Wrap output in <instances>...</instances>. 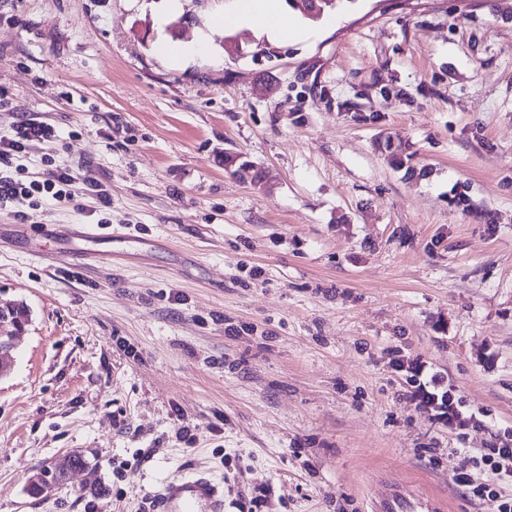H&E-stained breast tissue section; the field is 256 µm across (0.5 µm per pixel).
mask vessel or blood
<instances>
[{
    "label": "vessel or blood",
    "mask_w": 512,
    "mask_h": 512,
    "mask_svg": "<svg viewBox=\"0 0 512 512\" xmlns=\"http://www.w3.org/2000/svg\"><path fill=\"white\" fill-rule=\"evenodd\" d=\"M371 512H441L436 501L416 496L396 481ZM154 512H224V495L207 477L195 475L170 481L153 505Z\"/></svg>",
    "instance_id": "vessel-or-blood-1"
}]
</instances>
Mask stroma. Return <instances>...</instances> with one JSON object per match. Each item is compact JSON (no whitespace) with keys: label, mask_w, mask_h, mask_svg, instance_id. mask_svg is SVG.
I'll return each mask as SVG.
<instances>
[{"label":"stroma","mask_w":512,"mask_h":512,"mask_svg":"<svg viewBox=\"0 0 512 512\" xmlns=\"http://www.w3.org/2000/svg\"><path fill=\"white\" fill-rule=\"evenodd\" d=\"M227 6L0 0V137L52 124L24 176L76 177L66 206L0 208V304L30 312L0 325V512H147L199 473L262 512H369L388 477L498 512L451 477L512 436V0H348L287 44L218 27ZM394 349L475 421L412 400ZM75 449L88 468L29 495ZM8 322L18 334L29 323V311L23 304L15 303L0 306V325Z\"/></svg>","instance_id":"1"}]
</instances>
